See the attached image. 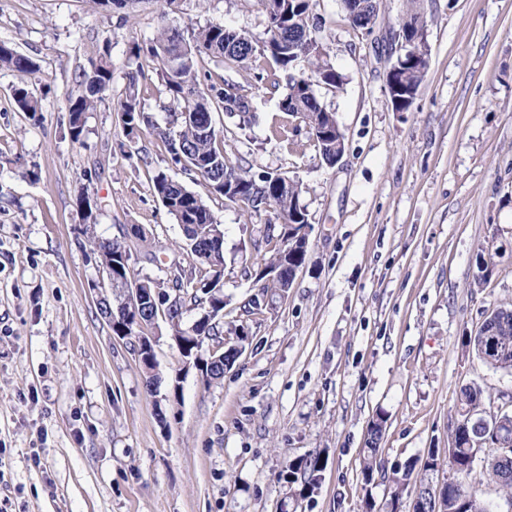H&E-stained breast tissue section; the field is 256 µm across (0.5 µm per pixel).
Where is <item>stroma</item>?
I'll return each instance as SVG.
<instances>
[{"instance_id":"obj_1","label":"stroma","mask_w":512,"mask_h":512,"mask_svg":"<svg viewBox=\"0 0 512 512\" xmlns=\"http://www.w3.org/2000/svg\"><path fill=\"white\" fill-rule=\"evenodd\" d=\"M429 65L408 112L386 88V41L407 0H383L374 35L352 27L341 0H317L316 33L343 85L315 91L345 135L335 165L293 127L277 95L250 69L206 59L208 83L240 85L257 109L250 127L218 112L233 162L302 185L311 226L291 288L262 313L250 272L270 212L247 214L219 196L224 226L225 347L242 346L220 382L184 370L165 321L151 334L158 392L133 339L101 316L92 238L146 237L132 250L136 277L169 281L167 249L179 224L153 195L172 166L159 139L127 136L112 108L131 69V42L160 26L210 23L263 36L262 0H131L102 13L94 0H0V42L32 57L36 73L0 68V512H386L388 480L364 483L367 430L386 420L385 467L436 450L447 456L453 405L481 386L486 410L512 412V375L465 352L494 306L512 302V0H419ZM109 50L112 90L85 115L83 143L68 134L67 99L80 73ZM41 100L19 112L15 87ZM97 203L83 223L82 193ZM494 270L472 287L475 255ZM247 342H240V332ZM318 455L319 484L300 496L289 461Z\"/></svg>"}]
</instances>
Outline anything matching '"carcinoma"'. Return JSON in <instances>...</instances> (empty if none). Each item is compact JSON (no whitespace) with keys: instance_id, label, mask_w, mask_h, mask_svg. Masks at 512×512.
<instances>
[{"instance_id":"carcinoma-1","label":"carcinoma","mask_w":512,"mask_h":512,"mask_svg":"<svg viewBox=\"0 0 512 512\" xmlns=\"http://www.w3.org/2000/svg\"><path fill=\"white\" fill-rule=\"evenodd\" d=\"M315 0H274L265 6L266 28L264 37L258 38L246 30H237L225 24H209L193 29L189 36L177 30L162 27L158 35L148 44L136 41L129 46V60L137 61L143 56L156 62L162 82L163 93L172 103L168 108L167 126L157 127L150 113L140 104L138 72L129 74L125 96L113 103V111L120 115L127 135L144 129L155 132L169 155L170 163L183 170L200 171L207 193L224 196V173H229L236 183L239 199L232 203L246 213L272 210L288 221V225H266V244H274L272 254L261 259L254 269V282L260 290L259 296L248 303L247 312L263 310L265 299L288 291L292 279L303 266L308 248L302 227L309 224L307 209L301 203V185L294 181L283 189L279 186V174L269 171L255 172L251 168L234 164L229 160L224 144L223 132L213 121V113L222 111L229 117H246L254 107L234 84L226 83L218 88L203 87L198 78V65L205 58H213L228 68L249 67L255 78L265 82L271 91L286 86L279 100L281 111L294 117L310 129L314 146L322 160L331 165L336 160V134H324L320 127L327 122L328 111L319 100L314 87L323 84L335 89L343 85V77L324 58L319 46L304 50L303 29L316 35L314 24ZM301 62L307 70L297 69ZM0 65L21 72H35L38 64L32 58L18 53L6 44H0ZM84 92L67 99L68 131L75 143H83L85 114L112 90V66L108 55L90 62V68L82 73ZM14 99L19 110L36 115L41 111L40 100L30 94L26 87L14 90ZM154 195L167 212L180 225L191 254L193 265L185 269L180 263L170 267L172 291L149 278L141 280L147 295L162 307L175 339L182 352L192 356L196 351V337H212L217 342L216 355L223 356L224 367L232 366L237 359V349H224L218 339L221 332L214 331L209 320V311L224 312V228L219 224L203 195L188 189L173 180L165 172H158L152 179ZM104 268L112 270L117 286H123L122 278L134 276L131 270L130 246L121 240H105L94 243ZM477 274L473 285L480 286L492 274V263L483 251L475 256ZM199 311L191 324L183 323L184 315ZM498 318L497 324L488 327L482 323L473 335L465 337L462 346L466 351L484 360L494 369L512 373V304L500 305L492 310ZM196 367L208 378H223V367L210 361L205 355L197 359ZM485 405L483 389L469 386L461 390L455 404V422L451 438L452 453L440 459L429 452L423 460V471L435 470V466H446L453 471V479L444 493L445 508L434 510L423 487L428 479L414 474L415 464L408 463L393 470L391 482L395 490L391 493L392 512H397L400 495L408 486L416 493L412 499V512H490L480 484L472 478V463L467 448L472 435L471 421ZM386 431L385 420L378 416L368 429L365 443L366 455L362 469L363 479L369 483L375 475L385 474L379 459L380 444ZM512 446V419L504 432H488L483 436L482 448L486 451L485 472L489 482L512 494V469L495 461L503 450V443ZM323 461L319 457H308L288 463L285 479L290 484H300L299 495L307 496L317 487Z\"/></svg>"}]
</instances>
